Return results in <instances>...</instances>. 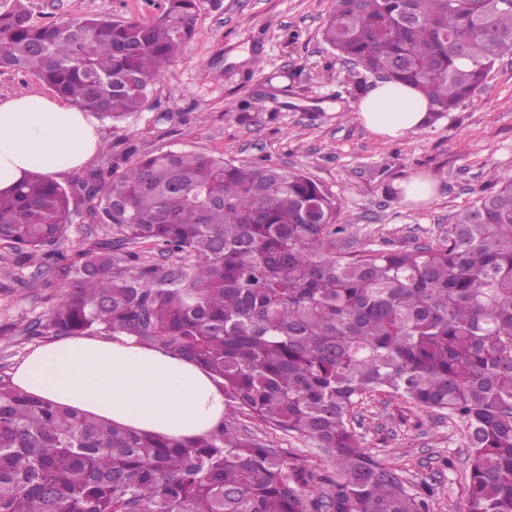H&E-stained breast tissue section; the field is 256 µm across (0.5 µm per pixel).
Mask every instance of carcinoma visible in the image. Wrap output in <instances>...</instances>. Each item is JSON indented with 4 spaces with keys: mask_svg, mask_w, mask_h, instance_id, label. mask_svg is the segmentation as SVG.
<instances>
[{
    "mask_svg": "<svg viewBox=\"0 0 512 512\" xmlns=\"http://www.w3.org/2000/svg\"><path fill=\"white\" fill-rule=\"evenodd\" d=\"M205 0H166L151 21L88 15L37 24L0 11V71L38 76L114 122L141 110L184 54ZM322 40L365 71L454 112L512 53V0H336ZM429 247L336 251L339 201L298 170L191 150L127 160L70 188L31 174L0 193V242L23 262L78 276L44 328L126 333L222 381L233 413L303 434L343 482L314 512H431L351 428L391 391L465 427L467 512H512V176ZM82 194L128 249L55 248ZM140 243L183 255L163 274ZM304 484L273 448L226 423L160 439L56 406L0 375V512H306Z\"/></svg>",
    "mask_w": 512,
    "mask_h": 512,
    "instance_id": "cac0c4a2",
    "label": "carcinoma"
}]
</instances>
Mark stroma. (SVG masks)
I'll return each mask as SVG.
<instances>
[{
  "instance_id": "obj_1",
  "label": "stroma",
  "mask_w": 512,
  "mask_h": 512,
  "mask_svg": "<svg viewBox=\"0 0 512 512\" xmlns=\"http://www.w3.org/2000/svg\"><path fill=\"white\" fill-rule=\"evenodd\" d=\"M35 23L102 15L151 20L164 0H30ZM334 0H222L205 6L183 59L150 86L140 112L121 122L99 120L104 146L67 183L96 171H122L128 157L159 149L196 150L239 163L302 170L339 199L350 230L340 252L432 246L460 211L495 190L493 174H512V53L500 57L484 85L426 132L390 141L358 123L355 105L375 84L325 44L321 25ZM421 174L433 197L412 206L403 185ZM61 250L115 243L111 225L86 217L83 196ZM33 266L0 247V374L12 373L51 332L33 334L71 289V279L44 267L47 285L26 286ZM242 434L285 454L302 470L306 496L335 492L334 459L312 439L243 416ZM352 426L360 444L407 484L429 480L433 512H466L468 438L446 411L418 407L390 392L358 405Z\"/></svg>"
}]
</instances>
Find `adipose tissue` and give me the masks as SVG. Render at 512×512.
Wrapping results in <instances>:
<instances>
[{
  "label": "adipose tissue",
  "instance_id": "adipose-tissue-1",
  "mask_svg": "<svg viewBox=\"0 0 512 512\" xmlns=\"http://www.w3.org/2000/svg\"><path fill=\"white\" fill-rule=\"evenodd\" d=\"M430 100L414 87L380 81L355 115L373 134L401 140L428 130ZM88 113L30 92L0 99V192L39 172L59 179L102 149ZM24 392L134 431L193 439L224 421V389L208 370L129 335L71 336L35 347L13 372Z\"/></svg>",
  "mask_w": 512,
  "mask_h": 512
}]
</instances>
